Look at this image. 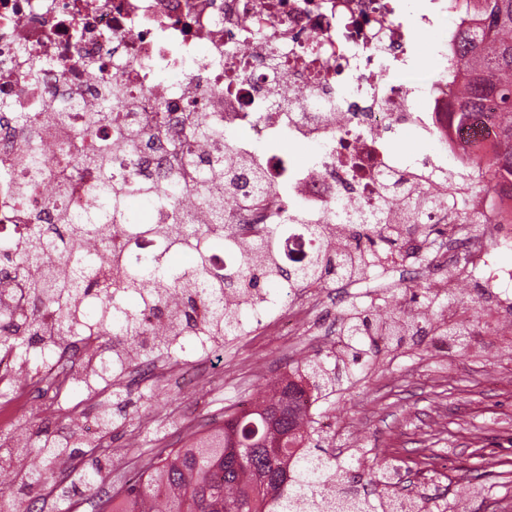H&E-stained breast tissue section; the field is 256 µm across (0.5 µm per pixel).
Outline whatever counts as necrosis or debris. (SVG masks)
<instances>
[{
  "label": "necrosis or debris",
  "instance_id": "obj_1",
  "mask_svg": "<svg viewBox=\"0 0 512 512\" xmlns=\"http://www.w3.org/2000/svg\"><path fill=\"white\" fill-rule=\"evenodd\" d=\"M412 0H0V101L16 112L78 114L117 75L125 110L143 126L160 127V142L183 141L189 113L216 118L238 144L237 170L245 204L224 212L239 243L279 237L280 258L306 263L313 243L288 214L298 208L323 219L349 208L373 209L378 175L424 176L429 188L448 183V162L474 154L494 139L490 118L450 121L448 89L403 85L399 72L437 71L448 43L422 51L408 22L427 32L448 20L447 5L425 11ZM285 59L278 70L268 60ZM39 73H32L35 62ZM410 131L433 144L411 162L387 146L389 135ZM25 153L9 129L0 130V239L20 235L29 210L45 193H21ZM479 233L466 235L456 215L427 207L410 216L407 242L387 258L400 278L431 274L443 291L479 277L512 280L492 247L512 248V225L501 218L502 199H472ZM314 285L293 288L288 318L249 306L253 336L290 333L310 320ZM112 347L93 336L74 337L47 372L55 396L111 364Z\"/></svg>",
  "mask_w": 512,
  "mask_h": 512
}]
</instances>
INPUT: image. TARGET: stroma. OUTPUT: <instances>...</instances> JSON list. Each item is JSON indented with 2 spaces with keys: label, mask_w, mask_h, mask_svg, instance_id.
<instances>
[{
  "label": "stroma",
  "mask_w": 512,
  "mask_h": 512,
  "mask_svg": "<svg viewBox=\"0 0 512 512\" xmlns=\"http://www.w3.org/2000/svg\"><path fill=\"white\" fill-rule=\"evenodd\" d=\"M463 291L476 320L462 344L429 332L407 338L378 356L360 380L321 401L315 419L325 426V448L342 466L355 464L359 449L368 448L372 459L398 467L400 494L438 487L441 496L427 512H454L461 503L466 512H512V312L481 280ZM327 343L303 329L269 337L259 354L242 332L201 353L173 354L179 375L161 385L144 381L113 398L106 455L95 462L85 456V444L71 448L53 473L61 490L41 492L39 512H94L99 497L143 471L159 436L179 448L183 430L222 426L225 413L295 367L298 348L315 351ZM202 364L209 371L205 384L187 391ZM91 411L79 389L68 402L27 408L8 429L24 451L20 467L43 466L37 433L66 437ZM95 464L102 477L85 485L80 475Z\"/></svg>",
  "instance_id": "stroma-1"
}]
</instances>
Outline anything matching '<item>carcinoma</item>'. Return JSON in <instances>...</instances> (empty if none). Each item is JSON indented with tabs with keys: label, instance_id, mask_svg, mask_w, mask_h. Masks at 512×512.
Masks as SVG:
<instances>
[{
	"label": "carcinoma",
	"instance_id": "obj_1",
	"mask_svg": "<svg viewBox=\"0 0 512 512\" xmlns=\"http://www.w3.org/2000/svg\"><path fill=\"white\" fill-rule=\"evenodd\" d=\"M457 26L448 43V93L453 115L462 124L475 112L496 117L495 141L469 166L450 175L451 182L467 181L480 170L477 190L509 185L512 198V0H451ZM28 143L39 138V127L28 112L11 115ZM156 129L127 123L123 103L105 95L89 111L74 137L73 151L51 168L43 166L30 148L28 175L35 183H54L59 196L30 215L21 245L0 241V283L23 286L26 307H0V347L22 354L65 343L73 336L93 334L112 344L120 363L151 361L169 353L186 337L211 343L241 328L239 315L225 307V297L245 294L259 284L293 287L300 280L322 284L329 279L359 277L378 253L399 244L405 224L394 222L393 201L419 198L457 210L459 217L479 220L470 210L469 196L428 194L417 186L404 190L406 174L380 177L382 196L377 210L386 223L371 217H350L335 239L323 225L312 224L316 241L308 266L285 268L278 254L277 233L255 243L248 259L222 270L212 263V248H238L224 229V194L212 191L229 178L230 139L224 129L206 118L188 122L187 147L196 149L180 167L160 182H142L130 173L119 179L112 171L113 151L138 154ZM224 141V155L198 171L199 150ZM89 179L96 203L87 214L69 213L63 201L74 179ZM193 195L206 209L210 223L196 225L193 213L182 212L176 224H141L124 201L142 197L178 210ZM151 236L164 240L167 257L190 251V267L149 262L126 265L123 240ZM428 320L399 308L377 317L353 306L341 319L340 335L347 341L306 360L293 371L299 383L288 382L261 407L248 414L224 416V426L203 434L192 448L162 450L138 479L125 483L96 501L95 512H114L121 498L127 512H319L317 497L327 484L345 485L348 492L333 501L335 512H369L358 487L381 482L384 468H332L321 445L315 420L303 404L306 391L326 395L367 368L374 356L410 332H423ZM244 449L237 459L228 449ZM46 471L63 451L47 439L41 448Z\"/></svg>",
	"mask_w": 512,
	"mask_h": 512
}]
</instances>
